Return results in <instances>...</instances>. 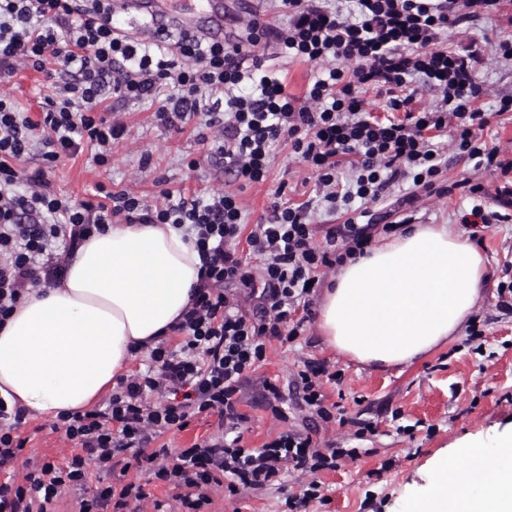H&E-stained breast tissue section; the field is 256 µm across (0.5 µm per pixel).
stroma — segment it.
Instances as JSON below:
<instances>
[{
  "label": "stroma",
  "mask_w": 512,
  "mask_h": 512,
  "mask_svg": "<svg viewBox=\"0 0 512 512\" xmlns=\"http://www.w3.org/2000/svg\"><path fill=\"white\" fill-rule=\"evenodd\" d=\"M273 26L287 22L276 0H235L229 7L226 27L240 33L251 15ZM512 36V0H503L499 14L489 20L472 22L464 38L449 37V47L460 40L475 41L482 57L479 76L487 92L476 103L484 112L493 111L499 98L512 95V63L497 59L496 42ZM263 62H275L285 76L290 93L303 95L317 75L318 66L277 56L273 41H260L252 49ZM54 79L26 67L9 78V89L16 105L39 118L41 97L50 94ZM105 112L120 113L126 134L112 146L106 165L93 160L95 150L85 147L74 158H64L45 169V178L58 194L74 202L93 200L97 186L109 191L130 189L146 201H162L164 192L207 191L214 187L237 193L248 224H255L277 193L295 202L316 194L317 179L294 158L288 143L275 145L272 163L264 182L238 187L225 175L220 164L207 163L189 170L190 159L206 151L196 139L192 125L184 129L165 128L154 118L150 102L124 103L109 97ZM487 145L503 150L507 171L475 175L471 165L449 156L441 179L450 184L478 176L483 191L470 199L461 191L440 199L420 196L414 204L419 224H452L462 235L473 236L474 246L482 253L486 274L481 299L470 316V325L462 326L457 336L427 356L407 365L376 368L361 365L330 350L318 330L317 322H308L296 341L287 345L272 342L267 359L252 372L241 392V410L249 417L243 433L245 446L259 449L287 427L310 433L313 442H335L352 450L353 455L339 461L336 469L322 470L314 478L322 487L323 501L310 502L307 512H407L409 503L425 495L429 476L439 457L449 463L461 460L466 441L479 440L489 452H496L500 438L512 432V313L500 309V290L504 263L512 262V223L494 224L472 235L462 224L464 214L473 205L497 208L502 191L512 189V114L500 116L498 123L480 131ZM150 165H143V157ZM327 363L341 372V383H326L327 404H340L346 423L324 422L315 416L275 419L263 398V379H278L288 385L304 358ZM369 424L368 432L356 433L354 422ZM27 444L11 464L15 473L27 470L29 460L65 465L72 453L63 430L50 418H25L19 427ZM135 482L157 499H165V483L151 471L133 466L110 470L91 469L89 488L123 486ZM304 477L289 472L279 486L244 497L229 495L224 488L210 489L207 512H282L286 496L299 494Z\"/></svg>",
  "instance_id": "35a3bbf8"
}]
</instances>
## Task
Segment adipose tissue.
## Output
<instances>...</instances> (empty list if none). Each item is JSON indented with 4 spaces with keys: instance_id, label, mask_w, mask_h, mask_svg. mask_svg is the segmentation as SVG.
I'll return each instance as SVG.
<instances>
[{
    "instance_id": "obj_1",
    "label": "adipose tissue",
    "mask_w": 512,
    "mask_h": 512,
    "mask_svg": "<svg viewBox=\"0 0 512 512\" xmlns=\"http://www.w3.org/2000/svg\"><path fill=\"white\" fill-rule=\"evenodd\" d=\"M199 253L171 224H112L88 238L61 283L33 290L0 325V397L32 415L80 412L116 385L190 301ZM480 251L447 224H404L353 256L325 290L319 330L365 365L411 363L462 327L480 298ZM438 459L410 512H512V438Z\"/></svg>"
}]
</instances>
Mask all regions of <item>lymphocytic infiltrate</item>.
Listing matches in <instances>:
<instances>
[{
    "mask_svg": "<svg viewBox=\"0 0 512 512\" xmlns=\"http://www.w3.org/2000/svg\"><path fill=\"white\" fill-rule=\"evenodd\" d=\"M288 22L276 29L250 19L235 44L182 34L176 43L142 42L117 32L112 0H0V79L19 64L38 71L55 65L68 75L57 96H45L39 120L19 111L0 87V323L30 290L57 286L68 260L113 219L129 224H175L195 239L202 267L191 300L174 327L181 340L158 341L146 370L121 378L100 408L61 417L73 453L66 465L30 461L22 484H0V512H47L63 491L79 495V512H138L146 493L129 483L90 491L91 464L110 466L115 453L150 463L185 512H201L207 486L230 494L277 486L284 471L332 470L344 448L317 449L310 435L282 432L256 451L243 446L249 417L240 409L248 374L267 344H287L312 318L325 278L347 258L363 254L377 219L369 204L389 187L436 192L446 162L435 143L452 133L459 158L474 169L498 167L496 149L482 147L476 127L488 113L476 108L483 92L480 58L448 46L449 29L493 16L501 0H280ZM272 39L281 55L321 68L304 95L289 93L274 70L252 60L250 46ZM435 93L422 108L420 87ZM383 96L374 115L367 93ZM122 102L151 101L161 126L188 121L209 129L207 158L246 186L265 181L271 147L287 140L317 178L315 197L273 202L246 228L236 193L213 189L188 198L145 204L135 193L104 192L103 202H74L52 190L42 168L14 166L41 144L52 164L95 146L106 164L124 134L120 118L99 116L105 94ZM344 209L342 224L317 234V208ZM247 242L248 253L238 245ZM259 256L252 267L246 254ZM324 363L307 360L296 375L298 401L322 421ZM218 418V431L172 452L157 440L185 430L199 415ZM24 409L0 399V468L25 445L18 428Z\"/></svg>",
    "mask_w": 512,
    "mask_h": 512,
    "instance_id": "lymphocytic-infiltrate-1",
    "label": "lymphocytic infiltrate"
}]
</instances>
